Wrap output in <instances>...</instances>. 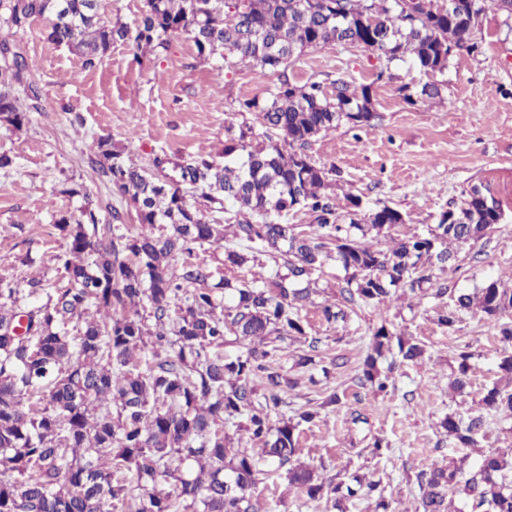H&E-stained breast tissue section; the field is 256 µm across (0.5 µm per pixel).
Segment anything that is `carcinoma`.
<instances>
[{"instance_id":"1","label":"carcinoma","mask_w":512,"mask_h":512,"mask_svg":"<svg viewBox=\"0 0 512 512\" xmlns=\"http://www.w3.org/2000/svg\"><path fill=\"white\" fill-rule=\"evenodd\" d=\"M486 1L512 19V0H447L443 11L433 0H253L245 13L235 11L237 0H143L131 28L105 19L99 0H0V127L18 129L27 119L12 87L23 88L28 110L40 109L21 45L37 20L46 22V39L77 52L86 70L117 42L137 52L164 49L184 35L201 56L277 74L268 99L239 101L263 132L228 127L222 161L164 153L138 166L111 137L98 138L89 162L100 181L133 205L139 224L161 226L158 234L130 231L116 207L111 222L100 224L99 204L80 186L66 188L84 204L76 215L55 218L68 239L55 255L65 285L28 280L26 297H45L29 307L21 289L0 283V297L10 300L0 305V512H259L255 489L278 471L288 488L338 512L357 496L375 498V512H392L381 481L357 472L325 479L299 462L300 427L340 397L332 391L286 416L281 409L300 382L276 357L288 341H303L308 350L295 366L316 364L321 338L309 335L299 310L319 293L328 261L345 271L341 300L322 305L329 323L347 321L348 305L358 300L376 305L431 289L445 295L441 277L455 260L450 246L483 238L500 209L473 186L425 232L394 238L389 230L407 223L404 214L385 204L366 212L359 196L341 208L332 191L341 171L313 163L307 148L342 124L372 126L379 118L373 85L394 79L392 63L435 76L455 52L476 51L473 15ZM330 43H356L385 65L358 89L341 76L329 93L319 81L290 79L296 52ZM441 87L432 81L399 91L425 103L441 97ZM190 189L200 191L205 208L188 203ZM221 209L224 223L207 216ZM297 212L310 223H288ZM229 228L243 248L226 249L224 264L271 260L269 277L209 284L212 272L192 259L193 246L222 242ZM220 287L229 292L225 303L215 294ZM144 300L152 326L130 311ZM474 307L499 327L497 368L506 379L484 389L479 408L511 417L512 321L505 317L512 315V288L488 281L453 294L437 323L451 329ZM231 342L244 351L230 358L224 345ZM425 352L419 339L384 321L371 337L360 383L383 393L392 368L384 371L380 362H416ZM472 359L466 347L455 354L454 390L469 384ZM234 420L261 444L259 455L224 431ZM483 426L481 414L465 421L451 413L440 422L460 448L475 447ZM416 483L422 512H449L456 494L467 512H512V456L497 449L483 452L468 472L435 463Z\"/></svg>"}]
</instances>
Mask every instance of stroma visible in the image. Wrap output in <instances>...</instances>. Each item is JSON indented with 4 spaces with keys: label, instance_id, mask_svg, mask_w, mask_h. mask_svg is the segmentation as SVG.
<instances>
[{
    "label": "stroma",
    "instance_id": "35a3bbf8",
    "mask_svg": "<svg viewBox=\"0 0 512 512\" xmlns=\"http://www.w3.org/2000/svg\"><path fill=\"white\" fill-rule=\"evenodd\" d=\"M44 22H35L22 45L34 62L40 89L39 110L29 112L19 131L0 128V153L12 167L0 169V280L22 286L34 275L51 285L64 283L54 257L68 247L55 229L59 213L77 210L82 199L65 194L78 184L99 203L102 220L120 204L92 170L88 156L95 140L113 142L139 164L154 154H219L226 126L251 125L254 114L239 112L238 100L266 99L275 75L252 67L228 68L221 60L198 56L191 40L172 38L167 48L134 54L115 44L94 71L81 68L67 48L47 41ZM475 52H458L443 75L441 103H407L395 84H375L374 108L382 120L372 127L340 125L318 137L308 149L323 167H337L343 179L337 198L361 197L366 207L382 202L410 221L391 235L403 237L435 223L443 210L459 203L462 191L485 184L498 201L502 218L478 242L458 247V259L445 283L449 293L472 291L488 281L512 286V26L486 9L474 33ZM365 48L329 44L306 49L288 68L298 83L345 75L354 85L374 83L381 67ZM344 272L328 263L319 281L321 292L300 311L311 335L320 337L322 356L344 357V367L322 373L320 367L294 365L299 345L279 360L302 384L289 394L292 408L324 390L337 391L339 405L322 411L301 427V463L322 468L330 477L342 470L379 480L394 512H415L418 471L462 455L440 421L449 412L476 414L485 385L498 377L502 349L497 327L479 310L463 315L454 329L436 323L440 299L405 293L384 304L355 306L347 322L327 323L321 307L334 300ZM395 331L417 337L428 357L418 364L396 366L386 395L375 397L358 383L369 338L381 321ZM474 354L471 386L453 393L448 381L453 356L462 346ZM361 423H353L354 415ZM382 439L380 455L372 444ZM261 512H331L326 503H309L273 475L258 484Z\"/></svg>",
    "mask_w": 512,
    "mask_h": 512
}]
</instances>
